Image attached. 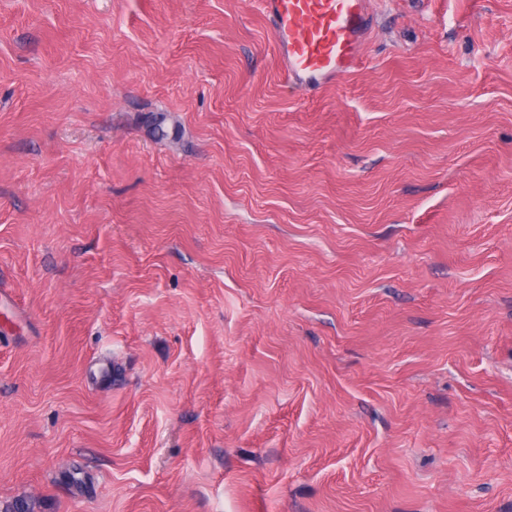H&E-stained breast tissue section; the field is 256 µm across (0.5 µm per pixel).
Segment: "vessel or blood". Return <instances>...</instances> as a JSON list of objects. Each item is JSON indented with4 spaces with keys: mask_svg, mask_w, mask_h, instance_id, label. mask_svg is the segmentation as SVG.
Listing matches in <instances>:
<instances>
[{
    "mask_svg": "<svg viewBox=\"0 0 512 512\" xmlns=\"http://www.w3.org/2000/svg\"><path fill=\"white\" fill-rule=\"evenodd\" d=\"M370 0H258L290 87L318 89L348 78L373 29Z\"/></svg>",
    "mask_w": 512,
    "mask_h": 512,
    "instance_id": "vessel-or-blood-1",
    "label": "vessel or blood"
}]
</instances>
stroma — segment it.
I'll list each match as a JSON object with an SVG mask.
<instances>
[{
  "mask_svg": "<svg viewBox=\"0 0 512 512\" xmlns=\"http://www.w3.org/2000/svg\"><path fill=\"white\" fill-rule=\"evenodd\" d=\"M373 7L0 0V507L512 512V0ZM275 33L281 71L290 87L319 89L342 82L362 62L373 29L370 0H258Z\"/></svg>",
  "mask_w": 512,
  "mask_h": 512,
  "instance_id": "1",
  "label": "stroma"
}]
</instances>
